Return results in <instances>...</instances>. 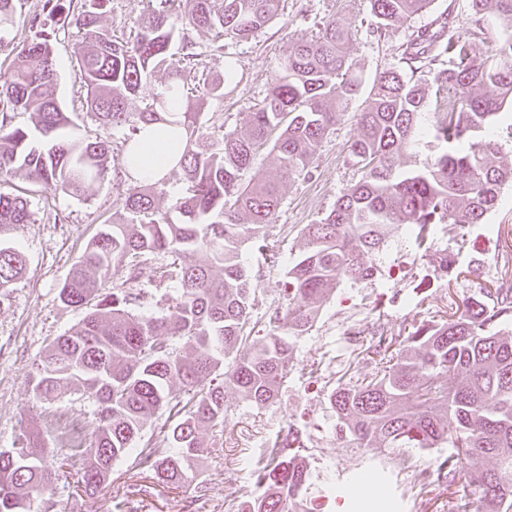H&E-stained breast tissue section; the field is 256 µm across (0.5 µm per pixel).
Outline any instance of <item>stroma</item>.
Instances as JSON below:
<instances>
[{
	"label": "stroma",
	"mask_w": 512,
	"mask_h": 512,
	"mask_svg": "<svg viewBox=\"0 0 512 512\" xmlns=\"http://www.w3.org/2000/svg\"><path fill=\"white\" fill-rule=\"evenodd\" d=\"M371 13V0H280L274 21L249 38L225 40L220 52L210 50L207 33L194 32L211 79L224 83L223 99L205 100L207 126L234 128L263 99L292 44L315 35L339 16L351 23L347 54L353 73L367 87L382 69L401 66L403 43L437 17H447L453 31L472 38L481 58L495 50L503 35L492 10L474 14L471 0H434L430 8L384 35L374 32ZM55 61L58 98L69 109L79 88L70 38L58 41ZM362 107V100L354 101L351 112L317 149L307 174L283 183L279 208L259 246L242 247L255 288L253 340L266 334L265 315L285 303L286 272L299 253L303 226L323 216L363 175L350 156V145L359 133L353 114ZM0 190L26 197L32 213L31 223L0 229V247L15 249L26 258L23 277L0 295V451H11L21 446L26 431L43 429L51 411L78 417L87 431L97 427L94 399L68 392L58 400L41 401L34 397L29 379L34 362L52 341L83 319L84 309L61 303L59 290L86 245L120 209L121 197L112 179L91 184L79 196H52L17 176ZM498 224L512 228V182L503 185L483 223L469 226L466 244L441 232L424 254L405 234H392L371 280L331 290L311 330L297 339L296 368L275 402L253 406L235 387L225 386L224 433L219 436L212 428H202L207 449L186 462L182 481L159 482L141 472L130 455L115 466L110 484L90 498L82 492L79 474L61 468L60 457H48L60 476L55 512H112L117 498L123 501L122 512H226L230 493L255 488L249 457L264 439L290 424L306 434L303 454L310 477L304 505L309 512H343L347 488L366 472L381 476L383 495L366 502L361 512H382L385 499L395 503V512H448L447 488L423 486L414 476L416 467L433 460L436 449L403 448L382 455L372 448L351 447L336 435L328 394L337 374L347 368L362 374L372 369L368 361L356 359L346 331L363 336L378 328L396 333L438 319L440 294L448 287L435 272L443 252L456 258L461 272L458 291L469 296L480 288L498 287L501 270L487 268L486 263L494 257L512 258V235H497Z\"/></svg>",
	"instance_id": "1"
}]
</instances>
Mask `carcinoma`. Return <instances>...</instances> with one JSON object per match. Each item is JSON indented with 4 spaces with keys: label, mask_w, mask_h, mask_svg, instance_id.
Wrapping results in <instances>:
<instances>
[{
    "label": "carcinoma",
    "mask_w": 512,
    "mask_h": 512,
    "mask_svg": "<svg viewBox=\"0 0 512 512\" xmlns=\"http://www.w3.org/2000/svg\"><path fill=\"white\" fill-rule=\"evenodd\" d=\"M111 0H79L65 11L43 0L31 35H12L16 0H0V51L13 55L0 81V175H21L53 194L78 195L112 173L109 147L98 139H71L73 113L57 97L53 43L75 40L80 94L108 127L127 130L126 152L139 150L137 133L151 123L181 125L184 150L175 156L186 184L173 222L159 208L162 182L128 177L122 212L87 246L59 292L67 306L92 305L68 335L53 341L30 379L33 394L51 400L81 391L97 403V428L86 438L77 426L57 427L54 448L38 433L24 435L16 452H0V512H53L59 474L45 457L59 450L67 465L83 470L84 493L93 497L131 452L140 468L162 482L185 476L186 461L204 452L199 431L224 426V385L264 405L277 399L294 368L297 338L313 326L330 289L374 276L375 260L390 235L403 231L419 249H430L437 226L464 241L463 230L481 224L495 207L512 168L494 167L489 155L502 145L494 134L501 108L512 103V0H471L474 13L491 7L508 37L486 61H476L473 39L443 25L425 30L403 52L428 68L431 81L406 70L376 74L357 113L351 156L363 177L323 217L304 227L297 259L286 272V306L265 318L266 336L251 341L252 276L241 246L258 242L276 214L280 185L308 169L320 142L349 111L361 80L350 73L344 45L347 22L327 23L318 36L297 39L282 59L264 98L235 128L217 134L203 122L195 93L224 96L210 79L190 31L207 29L219 52L226 39H247L278 15L279 0H156L133 34L119 37L103 23ZM432 0H372L375 31L386 33L426 10ZM167 81L152 84L156 71ZM448 91L445 108L431 106L430 86ZM146 94L142 112L126 111L128 97ZM34 117L35 139L13 124L14 113ZM443 146L423 169L402 168L424 134L425 117ZM272 143L276 175L241 179L255 151ZM21 195L0 191V227L28 224ZM181 259L170 270L178 283L172 305L158 306L150 286L151 256ZM219 266L224 276L217 278ZM25 270L24 256L0 248V294ZM126 275L110 293L99 284ZM448 319L414 326L406 335H381L361 344L373 371L345 372L329 404L336 435L354 448H450L428 467L427 484H448L451 512H512V288L480 289L462 298L441 295ZM166 408L182 416L164 440L176 451L140 442L144 420ZM304 434L292 426L263 441L250 458L260 492L235 496L231 512H297L308 479L301 454ZM491 458L490 468L479 461Z\"/></svg>",
    "instance_id": "carcinoma-1"
}]
</instances>
